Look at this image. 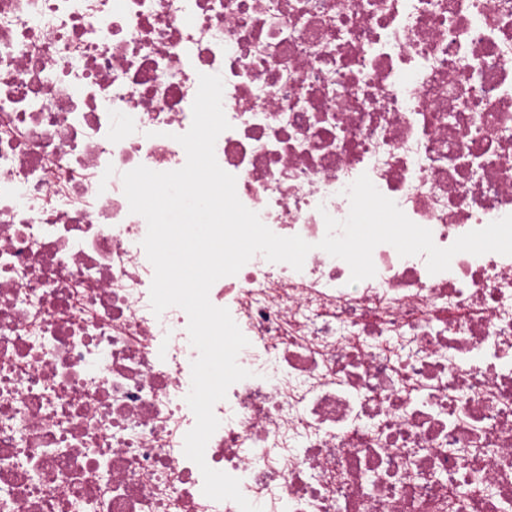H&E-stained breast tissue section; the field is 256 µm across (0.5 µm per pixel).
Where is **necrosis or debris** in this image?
<instances>
[{
	"mask_svg": "<svg viewBox=\"0 0 512 512\" xmlns=\"http://www.w3.org/2000/svg\"><path fill=\"white\" fill-rule=\"evenodd\" d=\"M203 74L239 200L313 245L210 289L250 376L207 464L265 512H512V255L316 247L363 174L441 248L512 215V0H0V512H240L122 182L184 166Z\"/></svg>",
	"mask_w": 512,
	"mask_h": 512,
	"instance_id": "4bbe7bcc",
	"label": "necrosis or debris"
}]
</instances>
